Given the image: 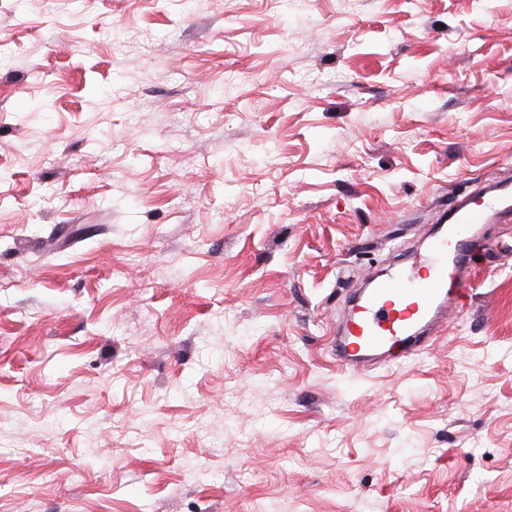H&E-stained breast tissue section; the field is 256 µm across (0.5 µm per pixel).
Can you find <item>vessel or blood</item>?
<instances>
[{
    "label": "vessel or blood",
    "instance_id": "b4317fda",
    "mask_svg": "<svg viewBox=\"0 0 512 512\" xmlns=\"http://www.w3.org/2000/svg\"><path fill=\"white\" fill-rule=\"evenodd\" d=\"M492 214L512 216V194L505 186L476 189L473 202L449 211L447 225L433 236L427 253L359 295L335 341L337 362L359 370L385 360L393 347L429 345L430 327L445 320L466 294L472 226Z\"/></svg>",
    "mask_w": 512,
    "mask_h": 512
}]
</instances>
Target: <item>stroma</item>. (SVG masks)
<instances>
[{
  "mask_svg": "<svg viewBox=\"0 0 512 512\" xmlns=\"http://www.w3.org/2000/svg\"><path fill=\"white\" fill-rule=\"evenodd\" d=\"M0 512H512V222L426 350L344 301L512 185V0H0Z\"/></svg>",
  "mask_w": 512,
  "mask_h": 512,
  "instance_id": "35a3bbf8",
  "label": "stroma"
}]
</instances>
